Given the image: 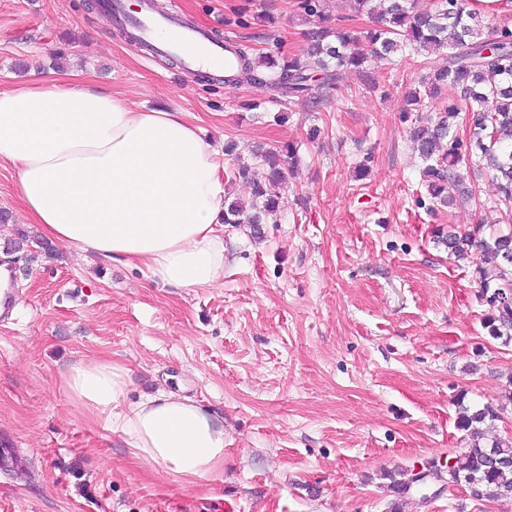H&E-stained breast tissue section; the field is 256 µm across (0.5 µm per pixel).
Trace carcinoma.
I'll list each match as a JSON object with an SVG mask.
<instances>
[{"mask_svg": "<svg viewBox=\"0 0 512 512\" xmlns=\"http://www.w3.org/2000/svg\"><path fill=\"white\" fill-rule=\"evenodd\" d=\"M351 11L372 19V27L357 31L348 26H325L307 32V58L290 56L282 63L249 59L239 51L240 68L226 81L267 84L283 97L312 94V83L324 90L339 85L344 74L354 71L376 87L371 67L392 63L398 53L446 56V65L422 77L419 86L404 97L402 118L414 119L412 149L421 160L422 185L428 198L439 205L476 202L465 175L487 171L497 188L498 204L512 211V27L503 24L486 32L483 17L468 9L469 0H433L417 10L413 0H349ZM303 16L325 13L324 0H298ZM451 92L448 102L424 113L426 101ZM468 129L458 133V124ZM267 173L254 178L251 164L237 160L235 177L252 184L247 203L234 201L224 207V223L248 224L260 234L278 206V190L297 167L292 145L255 152ZM437 237L458 259L477 257L482 296L490 306L485 328L491 337L512 340V308H498L497 295L512 290V228L484 235V225L460 235L437 231ZM493 264L496 277L485 278L483 264ZM500 419V409L485 405L463 412L459 429L471 442L454 451L459 469L480 481L483 497H512V445L496 439L480 442L481 426Z\"/></svg>", "mask_w": 512, "mask_h": 512, "instance_id": "1", "label": "carcinoma"}]
</instances>
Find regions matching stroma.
Listing matches in <instances>:
<instances>
[{"label": "stroma", "mask_w": 512, "mask_h": 512, "mask_svg": "<svg viewBox=\"0 0 512 512\" xmlns=\"http://www.w3.org/2000/svg\"><path fill=\"white\" fill-rule=\"evenodd\" d=\"M298 0H166L233 37L249 57L303 54ZM442 60L396 56L377 89L347 73L322 104L268 86L194 78L179 59L131 46L93 0H0V89L87 82L136 107L184 112L220 155L229 200H245L237 158L296 147L277 218L253 233L220 224L224 275L171 288L136 267L24 247L0 321V512H512L448 483L463 408L498 404L512 343L489 336L471 261L436 229L504 224L491 178L479 205L433 207L411 149L404 95ZM256 110H246V103ZM321 136L310 140L311 128ZM234 154H225L226 146ZM368 172L358 176L356 166ZM0 162V250L26 228ZM102 358L130 370L133 403L157 391L224 419V471L183 478L133 460L121 434L73 403L62 375ZM423 471L396 498L387 472Z\"/></svg>", "instance_id": "stroma-1"}]
</instances>
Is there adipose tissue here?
<instances>
[{
    "label": "adipose tissue",
    "mask_w": 512,
    "mask_h": 512,
    "mask_svg": "<svg viewBox=\"0 0 512 512\" xmlns=\"http://www.w3.org/2000/svg\"><path fill=\"white\" fill-rule=\"evenodd\" d=\"M215 156L176 110L137 108L88 83L0 90V161L16 170L28 222L72 256L138 266L164 286L210 288L224 274ZM130 383L107 359L63 377L68 397L122 434L132 459L186 478L223 470L222 418L171 393L122 409Z\"/></svg>",
    "instance_id": "1"
}]
</instances>
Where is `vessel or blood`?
Returning a JSON list of instances; mask_svg holds the SVG:
<instances>
[{"label": "vessel or blood", "instance_id": "vessel-or-blood-1", "mask_svg": "<svg viewBox=\"0 0 512 512\" xmlns=\"http://www.w3.org/2000/svg\"><path fill=\"white\" fill-rule=\"evenodd\" d=\"M104 20L108 25L126 29L135 42L152 43L156 51L178 57L185 68L228 71L237 58L224 42L209 33L172 16L156 12L150 0H140L137 13H129L126 0H105Z\"/></svg>", "mask_w": 512, "mask_h": 512}]
</instances>
